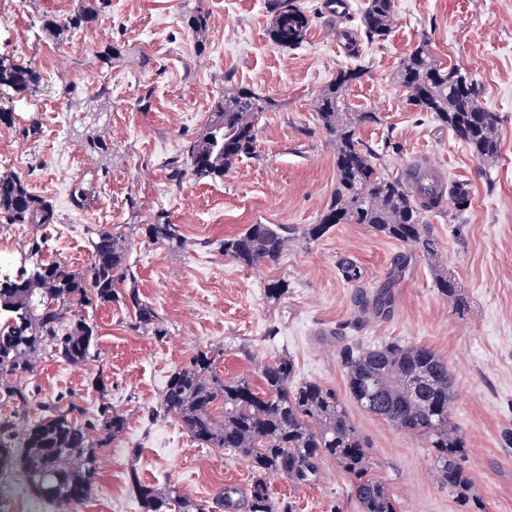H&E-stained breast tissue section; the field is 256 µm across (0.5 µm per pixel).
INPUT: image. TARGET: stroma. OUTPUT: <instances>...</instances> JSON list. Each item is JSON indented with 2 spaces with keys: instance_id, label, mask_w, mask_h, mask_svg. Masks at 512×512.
<instances>
[{
  "instance_id": "stroma-1",
  "label": "stroma",
  "mask_w": 512,
  "mask_h": 512,
  "mask_svg": "<svg viewBox=\"0 0 512 512\" xmlns=\"http://www.w3.org/2000/svg\"><path fill=\"white\" fill-rule=\"evenodd\" d=\"M86 2L0 0V57L43 76L33 93L0 85V110L12 117L0 125V173L24 177L69 226L65 240L47 233L44 259L87 268L89 227L135 225L125 243L133 286L157 321L139 328L122 304L102 305L92 311L99 360L36 358L31 383L42 396L70 393L90 409L98 401L92 380L103 376L128 425L101 449L87 500L49 505L16 474L10 500L18 512H139L133 469L142 482L198 500L215 502L228 489L246 499L245 458L195 441L174 419H148L170 373L205 347L218 351L217 373L227 380L256 378L261 365L287 357L293 383L316 381L343 396L340 348L352 340L418 343L447 362L453 421L468 441L465 470L486 512H512V445L503 437L512 429V0H394V24L380 44L362 34L367 0H350L340 15L328 14L323 0H300L311 23L290 49L270 40L268 0H108L93 20L70 27ZM200 13L207 27L198 34L189 22ZM49 19L62 31H48ZM424 42L439 61L467 71L481 102L498 114L495 163L480 162L417 111L397 83L401 59ZM109 47L118 58L106 66L98 55ZM358 60L366 73L346 98L350 111L377 115L357 133L379 150L380 170L403 172L426 154L469 192L466 211L448 205L427 214L436 257L361 224L292 240L277 260L256 267L225 256L224 238L249 225L318 223L336 190V145L317 118L316 99L339 68ZM236 84L276 102L258 124L255 157L216 181L175 175L173 160L203 132L214 98ZM62 106L72 120L61 141L52 127ZM388 140L401 153L384 151ZM161 216L178 227L183 248L150 241L144 227ZM346 262L359 279L343 277ZM440 274L454 281L464 309L438 291ZM275 282L287 287L277 299L267 295ZM382 293L383 306L376 302ZM347 410L370 445L375 475L403 512H458L417 439L356 404ZM269 486L293 512H359L347 476L330 460L311 484L274 476Z\"/></svg>"
}]
</instances>
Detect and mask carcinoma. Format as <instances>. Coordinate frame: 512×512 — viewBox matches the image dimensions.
Masks as SVG:
<instances>
[{"mask_svg":"<svg viewBox=\"0 0 512 512\" xmlns=\"http://www.w3.org/2000/svg\"><path fill=\"white\" fill-rule=\"evenodd\" d=\"M268 6L274 14L272 43L283 49L300 44L309 18L299 0H268ZM393 8L394 0H367L361 23L370 42L388 38ZM364 74L360 63L340 69L317 100V117L336 142V192L319 222L304 230L252 224L224 239V255L255 266L277 259L295 236L317 240L338 224H364L382 237L435 255L436 243L417 196L400 176L381 173L376 153L356 135V124L377 120L375 113L362 112L354 119L346 111V90ZM396 79L411 105L448 127L479 160L498 158V116L481 104L468 73L443 65L424 42L403 57ZM41 80L30 67L0 61V83L26 92ZM273 107L275 100L247 86L224 91L214 99L209 123L187 146L176 169L198 180L224 179L238 159L255 153L258 120ZM0 214L13 224L36 228L58 222L53 205L14 173L0 175ZM88 233L93 260L86 269L44 260L42 241L34 238L28 266L15 279L0 283V395L13 404V415L0 417V476L22 474L31 494L49 504H78L89 497L99 451L124 434L127 418L112 408L100 378L95 381L99 401L94 410L66 393L38 399L27 384L35 358L47 352L70 365L96 358L98 326L88 314L93 307L120 301L138 327L157 319L137 289L118 291L133 279L122 233L110 225ZM146 235L169 248L183 246L177 226L165 220L147 225ZM436 286L454 305L463 306L448 277L439 276ZM216 358L215 351L201 349L175 368L149 417L173 418L207 447L246 458L252 470L247 512H291L273 499L267 478L275 475L306 485L316 480L327 459L350 479L360 512H399L388 484L373 473L368 442L334 390L316 381L291 384L294 364L288 358L261 366L258 387L248 377L225 380L216 372ZM342 361L350 401L418 438L432 456L439 483L448 487L460 512H470L477 496L464 467L467 439L452 421L454 381L448 363L432 348L412 342L347 345ZM33 404L40 415L30 421L27 413ZM216 406L222 408L218 418L213 414ZM130 482L141 512H213L207 503L181 495L171 485L142 483L134 471Z\"/></svg>","mask_w":512,"mask_h":512,"instance_id":"carcinoma-1","label":"carcinoma"}]
</instances>
